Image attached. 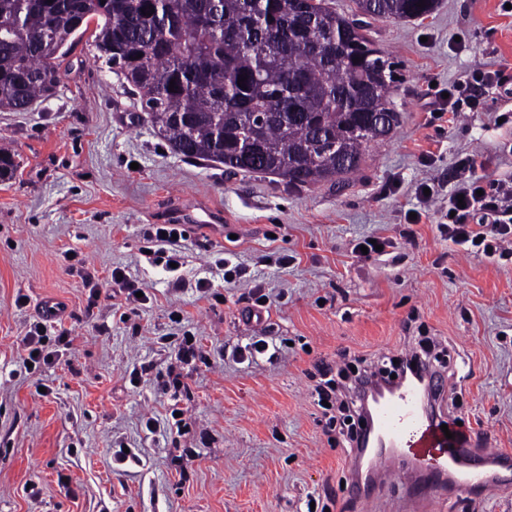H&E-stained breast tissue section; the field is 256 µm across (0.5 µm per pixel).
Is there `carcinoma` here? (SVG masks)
<instances>
[{
    "mask_svg": "<svg viewBox=\"0 0 512 512\" xmlns=\"http://www.w3.org/2000/svg\"><path fill=\"white\" fill-rule=\"evenodd\" d=\"M418 2L354 0L345 15L328 0H0V111L53 94L79 23L95 19V49L174 153L293 186L333 181L399 122V63L350 44L373 50L369 20L417 19L438 0ZM17 168L1 147L0 180Z\"/></svg>",
    "mask_w": 512,
    "mask_h": 512,
    "instance_id": "1",
    "label": "carcinoma"
}]
</instances>
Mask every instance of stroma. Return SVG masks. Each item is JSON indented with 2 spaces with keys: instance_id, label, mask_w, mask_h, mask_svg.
<instances>
[{
  "instance_id": "stroma-1",
  "label": "stroma",
  "mask_w": 512,
  "mask_h": 512,
  "mask_svg": "<svg viewBox=\"0 0 512 512\" xmlns=\"http://www.w3.org/2000/svg\"><path fill=\"white\" fill-rule=\"evenodd\" d=\"M371 36L401 65L391 92L399 122L340 189L180 158L96 58L90 29L53 97L0 112V147L19 163L0 181V512H307L313 497L329 512H512V486L452 505L410 501L397 480L342 487L350 456L322 433L311 380L320 362L344 351L396 356L430 336L458 355L443 380L452 415L475 447L512 454V256L486 258L437 229L458 160L474 156L494 178L512 173V83L483 89L473 112L447 119L430 107L474 71L512 66V15L500 0H438L423 19L373 21ZM426 181L437 189L429 216L409 224ZM192 204L217 214L221 234L190 225L179 272L149 262L145 229ZM368 236L390 245L364 260L352 248ZM224 252L243 281L215 270ZM281 253L293 257L288 268ZM84 265L102 279L125 266L149 302L127 321L108 294L89 304ZM199 278L221 302L200 297ZM254 282L270 298L257 319L247 316ZM47 297L68 307L67 344L44 369L43 396L20 355ZM175 309L209 364L171 356ZM261 338L269 348L257 359L235 358ZM171 371L186 385L175 398L158 389ZM174 403L187 431L148 432L146 418L164 419ZM121 445L137 462L115 463ZM186 448L197 455L183 470Z\"/></svg>"
}]
</instances>
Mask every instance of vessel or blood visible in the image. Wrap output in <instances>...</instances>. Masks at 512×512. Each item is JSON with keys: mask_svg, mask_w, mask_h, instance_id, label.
Masks as SVG:
<instances>
[{"mask_svg": "<svg viewBox=\"0 0 512 512\" xmlns=\"http://www.w3.org/2000/svg\"><path fill=\"white\" fill-rule=\"evenodd\" d=\"M375 397L366 410L367 426L352 443V463L369 458L366 478L385 486L396 470L394 451H402L417 463L406 476L409 494L419 489L448 488L484 491L496 483L512 480V457L487 448L467 456L469 445L462 434L446 438L441 429L448 420L446 392L430 381H415L399 375L376 377Z\"/></svg>", "mask_w": 512, "mask_h": 512, "instance_id": "1", "label": "vessel or blood"}]
</instances>
